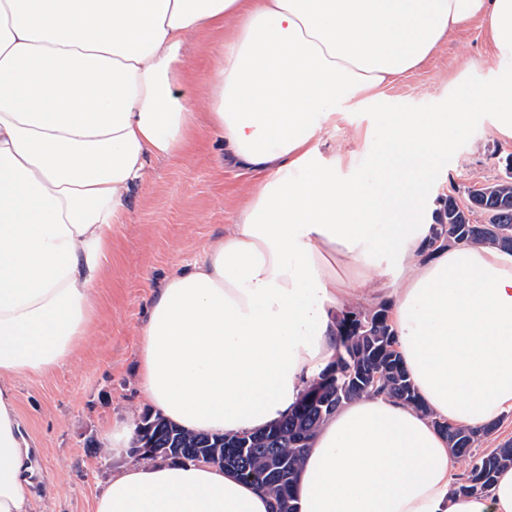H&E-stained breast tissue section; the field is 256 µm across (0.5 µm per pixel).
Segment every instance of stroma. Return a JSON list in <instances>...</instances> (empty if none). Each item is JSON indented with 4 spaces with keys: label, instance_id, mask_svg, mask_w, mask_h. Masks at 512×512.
<instances>
[{
    "label": "stroma",
    "instance_id": "stroma-1",
    "mask_svg": "<svg viewBox=\"0 0 512 512\" xmlns=\"http://www.w3.org/2000/svg\"><path fill=\"white\" fill-rule=\"evenodd\" d=\"M233 35L232 23L190 34L176 95L196 102L200 131L177 158L152 162L146 183L128 197L124 223L112 234L97 294L102 307L70 364L47 374L16 379V402L31 448L33 512H93L96 496L130 454L108 455L101 427L139 418L147 407L138 395L139 329L162 282L200 257L221 237L250 199L255 178L238 168L224 143L207 131L213 50ZM481 84L486 99L512 83V69L490 58L480 21L441 43L420 67L373 100H337L317 144L322 159H335L337 183L368 184L384 147L373 131L385 115L441 112L449 96H468ZM512 140L499 136L493 113H474L464 130L449 131L448 148L423 183L433 199L464 195L468 186L505 174Z\"/></svg>",
    "mask_w": 512,
    "mask_h": 512
}]
</instances>
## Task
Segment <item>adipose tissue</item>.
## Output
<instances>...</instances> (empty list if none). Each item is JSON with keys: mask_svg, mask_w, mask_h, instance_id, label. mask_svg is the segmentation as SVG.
<instances>
[{"mask_svg": "<svg viewBox=\"0 0 512 512\" xmlns=\"http://www.w3.org/2000/svg\"><path fill=\"white\" fill-rule=\"evenodd\" d=\"M231 19L214 50L209 122L260 180L236 224L158 288L141 326L139 393L193 432L246 433L288 415L335 358L334 316L389 300L396 350L425 411L378 395L318 432L298 512H512V467L484 496L451 494L433 418L481 428L512 413V254L421 251L423 175L482 108L384 118L373 185L340 187L316 159L337 98H375L481 20L512 56V0H0V512H32L12 383L68 364L131 189L180 154L195 104L174 93L189 33ZM385 268L391 284L370 286ZM216 465L131 462L94 512H271Z\"/></svg>", "mask_w": 512, "mask_h": 512, "instance_id": "ef3b65f1", "label": "adipose tissue"}]
</instances>
